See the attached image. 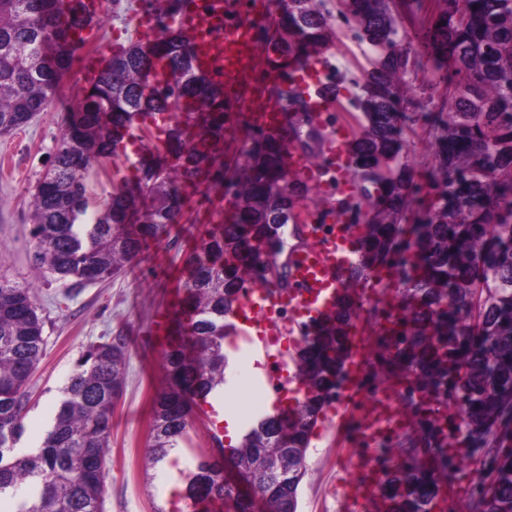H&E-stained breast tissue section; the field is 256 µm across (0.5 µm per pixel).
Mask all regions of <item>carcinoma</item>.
<instances>
[{"label": "carcinoma", "instance_id": "obj_1", "mask_svg": "<svg viewBox=\"0 0 512 512\" xmlns=\"http://www.w3.org/2000/svg\"><path fill=\"white\" fill-rule=\"evenodd\" d=\"M161 38L150 50L133 43L113 55L67 114L46 174L31 196L34 263L72 286L122 273L146 243L179 223L187 182L224 183V87L199 72L190 39L174 27L181 0H168ZM427 31L429 60L448 94V119H435L442 183L416 210L413 175L402 160L404 120L391 108L393 87L419 66L403 47L390 0H347L344 22L374 47L377 60L357 98L368 128L351 147L364 188L354 217L365 221L364 253L348 270L366 279L377 265L403 268L397 335L380 338L372 380L404 384V406L416 417L417 441L392 448L398 461L380 494L388 512H433L448 474L464 459L448 448L484 452L490 485L472 490L471 512H512V452L501 448L512 427V0H446ZM81 0H0V135L27 126L53 102L77 43L70 30L97 25ZM327 14L314 0H288L276 40L303 53L322 46ZM175 78L146 90L152 58ZM167 131L178 152L144 164L135 188H121L88 214L85 179L101 158L120 148L134 122L173 111ZM197 128L188 146L183 119ZM245 163L227 193L233 208L212 225L187 257L188 308L164 353L165 382L152 397L149 463L178 448L189 408L224 384V340L237 294L265 280L260 253L279 246L278 226L302 188L288 181L281 153L262 130L243 147ZM385 160L398 174L381 172ZM150 206L143 208L140 200ZM368 200L374 214L362 208ZM357 307L344 296L333 316L303 337L295 363L304 394L293 416L255 420L239 445L199 456L183 496L224 512H298L306 452L324 408L336 398ZM44 318L33 287L0 275V503L8 512H99L114 401L123 390L125 338L92 344L81 354L40 445L14 452L25 431L33 373L46 347Z\"/></svg>", "mask_w": 512, "mask_h": 512}]
</instances>
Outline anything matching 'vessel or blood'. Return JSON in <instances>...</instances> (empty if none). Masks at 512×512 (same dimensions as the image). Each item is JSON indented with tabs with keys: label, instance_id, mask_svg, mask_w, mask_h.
I'll return each instance as SVG.
<instances>
[{
	"label": "vessel or blood",
	"instance_id": "vessel-or-blood-1",
	"mask_svg": "<svg viewBox=\"0 0 512 512\" xmlns=\"http://www.w3.org/2000/svg\"><path fill=\"white\" fill-rule=\"evenodd\" d=\"M164 0H153L137 20L144 45H152L154 32L163 15ZM271 9L267 0H183L174 23L193 43L196 67L215 75L235 92L224 99L225 121L235 125L239 113H247L251 126L263 129L278 145L283 169L290 181L323 196H336L335 205L310 206L298 197L289 214L288 235L292 239L285 253L286 283L247 282L240 294L233 319L240 336L253 348L257 376L272 394L274 404L287 407L291 398L301 396L303 387L286 360H272L271 350L282 337L301 336L315 323L332 314L348 288L347 269L364 236L363 225L353 223L344 201L352 181L350 145L353 133L348 124L336 121L341 98H330L322 85L333 70L325 50L311 51L304 59L280 49L277 43L261 39ZM304 98L311 125L324 135L326 143L319 159L301 150L284 134L288 110L281 90ZM172 113L154 112L145 123L156 148L167 150V129ZM181 291H173L165 308L156 313L151 332L166 340L172 321L181 309ZM288 318H281V310ZM357 327L348 340L349 356L339 388L351 398L363 388L371 358L370 335L385 334ZM373 426L396 427L398 416L392 400L368 399L364 405ZM367 479H355L342 486L341 498L347 512H360L376 498L381 479L374 462L364 464Z\"/></svg>",
	"mask_w": 512,
	"mask_h": 512
}]
</instances>
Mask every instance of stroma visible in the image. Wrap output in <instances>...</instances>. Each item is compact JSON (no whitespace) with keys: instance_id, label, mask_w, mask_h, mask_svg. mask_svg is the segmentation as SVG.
I'll return each mask as SVG.
<instances>
[{"instance_id":"obj_1","label":"stroma","mask_w":512,"mask_h":512,"mask_svg":"<svg viewBox=\"0 0 512 512\" xmlns=\"http://www.w3.org/2000/svg\"><path fill=\"white\" fill-rule=\"evenodd\" d=\"M150 2L105 0L103 20L96 27L98 37L90 41L89 50L114 42L128 46L136 37L134 17ZM324 46L333 58L337 90L348 102L346 112L357 130H364V114L350 99L361 94L360 83L376 56L367 43L356 38L350 25L337 17L330 21ZM84 87L78 64H71L57 100L47 111L15 133L0 136V274L34 285L48 338L31 382L25 433L16 449L27 452L38 447L81 352L90 344L123 335L128 343V361L123 391L112 417L104 512H154L158 507L164 512H194L193 504L180 490L194 457L212 448L209 425L200 411L192 413V425L180 444L178 458L165 460L153 472L145 470L151 398L164 376V349L152 336L151 323L169 301L174 272L183 268L187 255L200 242V225L216 222L220 191L211 189L207 195L197 196L195 203L184 206L181 223L150 241L139 262L118 276L74 288L46 281L32 263L29 202L65 124L67 112L61 102L66 99L79 103ZM441 101L442 90L428 71L419 73L401 95L402 110L411 124L406 133L405 157L416 181L428 189L433 187L435 175L429 118L436 115ZM154 156L150 140L145 139L133 162H126L120 155L100 159L87 179L90 208L102 205L113 186L134 185L140 164ZM230 357L232 369L224 374L222 390L226 411L246 427L259 416L272 413L273 408L270 402L255 401L260 384L247 345L238 344ZM306 463L308 474L302 483L298 512H341L336 499L337 479H360L364 473L337 445L333 431L311 440ZM485 477L479 455L468 454L465 469L448 477L446 512H470L469 491Z\"/></svg>"}]
</instances>
